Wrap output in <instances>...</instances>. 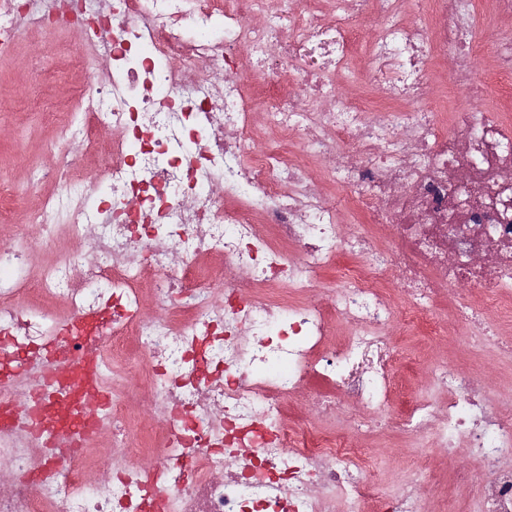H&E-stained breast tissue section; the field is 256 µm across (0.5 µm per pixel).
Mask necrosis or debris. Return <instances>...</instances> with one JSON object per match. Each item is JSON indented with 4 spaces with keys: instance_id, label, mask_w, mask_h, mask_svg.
Instances as JSON below:
<instances>
[{
    "instance_id": "obj_1",
    "label": "necrosis or debris",
    "mask_w": 512,
    "mask_h": 512,
    "mask_svg": "<svg viewBox=\"0 0 512 512\" xmlns=\"http://www.w3.org/2000/svg\"><path fill=\"white\" fill-rule=\"evenodd\" d=\"M480 8L512 17V0H426L416 23L411 0L278 15L268 0H0L1 56L37 12L46 49L84 30L72 66L110 63L54 113L40 177L57 192L31 216L85 257L35 280L26 246L0 243V512H325L336 497L372 512L359 439L383 426L427 434L429 477L465 449L451 483L478 487L477 512H512V407L485 377L437 364L432 396L400 408L394 391L392 330L441 332L446 302L462 335L512 360V328L484 319L512 310V36L467 40ZM364 11L379 22L362 43ZM360 51L391 118L344 93ZM438 69L473 107L417 111ZM312 162L332 166L329 187ZM58 298L68 321L97 316L66 362L107 396L65 449L57 406H40L43 434L25 411Z\"/></svg>"
}]
</instances>
